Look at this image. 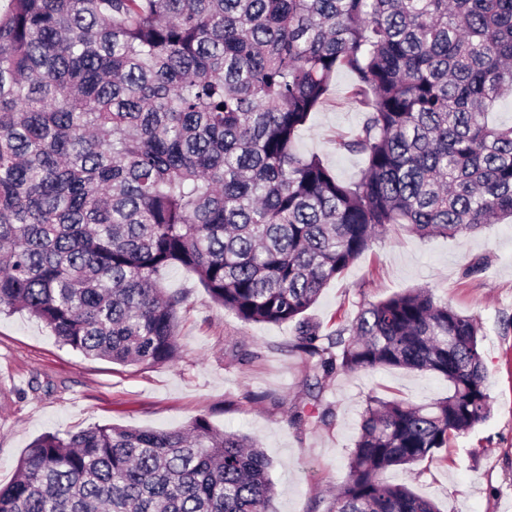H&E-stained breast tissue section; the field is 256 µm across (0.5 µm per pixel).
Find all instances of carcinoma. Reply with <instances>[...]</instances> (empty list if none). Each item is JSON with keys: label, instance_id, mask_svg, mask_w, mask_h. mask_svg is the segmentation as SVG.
<instances>
[{"label": "carcinoma", "instance_id": "1", "mask_svg": "<svg viewBox=\"0 0 512 512\" xmlns=\"http://www.w3.org/2000/svg\"><path fill=\"white\" fill-rule=\"evenodd\" d=\"M362 124L344 181L298 147L336 76ZM512 0H3L0 312L88 358L180 357L193 271L246 323L292 324L313 386L393 367L448 381L423 406L370 398L330 512H438L384 473L487 420L473 315L425 289L324 334L306 311L373 240L465 237L512 219ZM330 412L294 406L289 423ZM257 442L206 418L44 434L0 512H271Z\"/></svg>", "mask_w": 512, "mask_h": 512}]
</instances>
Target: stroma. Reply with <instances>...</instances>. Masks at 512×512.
I'll return each mask as SVG.
<instances>
[{
    "mask_svg": "<svg viewBox=\"0 0 512 512\" xmlns=\"http://www.w3.org/2000/svg\"><path fill=\"white\" fill-rule=\"evenodd\" d=\"M362 118L346 105L326 108L303 128L298 146L320 155L339 178H356L363 157L337 150L335 141ZM165 285L185 293L182 354L147 368L85 358L27 313L0 314V485L14 478L42 434L105 424L173 429L204 417L259 440L270 460L275 512H330L368 398L422 405L448 394L447 381L406 369L341 372L321 393L329 422L290 425L289 408L316 393L291 347L293 325L241 321L180 266L168 271ZM415 288L478 318L492 411L434 457L385 477L431 499L439 512H512V222L466 237L422 239L405 230L380 237L306 315L327 333L351 323L361 304Z\"/></svg>",
    "mask_w": 512,
    "mask_h": 512,
    "instance_id": "obj_1",
    "label": "stroma"
}]
</instances>
